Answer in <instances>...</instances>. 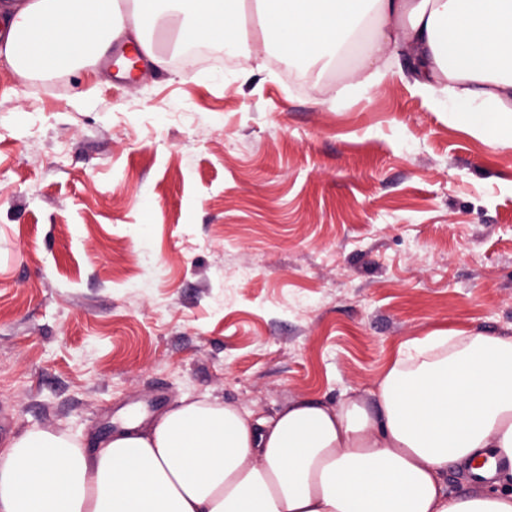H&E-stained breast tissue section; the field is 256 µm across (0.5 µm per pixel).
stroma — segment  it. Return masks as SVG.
I'll return each mask as SVG.
<instances>
[{
    "instance_id": "obj_1",
    "label": "stroma",
    "mask_w": 512,
    "mask_h": 512,
    "mask_svg": "<svg viewBox=\"0 0 512 512\" xmlns=\"http://www.w3.org/2000/svg\"><path fill=\"white\" fill-rule=\"evenodd\" d=\"M0 62V446L120 411L374 402L402 344L512 336V147L359 64Z\"/></svg>"
}]
</instances>
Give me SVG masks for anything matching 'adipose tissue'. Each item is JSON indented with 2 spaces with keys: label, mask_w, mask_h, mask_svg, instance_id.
I'll return each mask as SVG.
<instances>
[{
  "label": "adipose tissue",
  "mask_w": 512,
  "mask_h": 512,
  "mask_svg": "<svg viewBox=\"0 0 512 512\" xmlns=\"http://www.w3.org/2000/svg\"><path fill=\"white\" fill-rule=\"evenodd\" d=\"M255 3L262 40L289 58L335 66L362 60L364 88L401 75L449 118L512 146V0H0V60L53 74L100 59L129 34L155 67L152 39L175 51L235 43ZM377 406L302 400L252 418L193 401L124 423L93 449L28 432L0 448V512H512V336H429L402 346L380 378ZM482 475L478 493L450 492L449 466Z\"/></svg>",
  "instance_id": "adipose-tissue-1"
}]
</instances>
